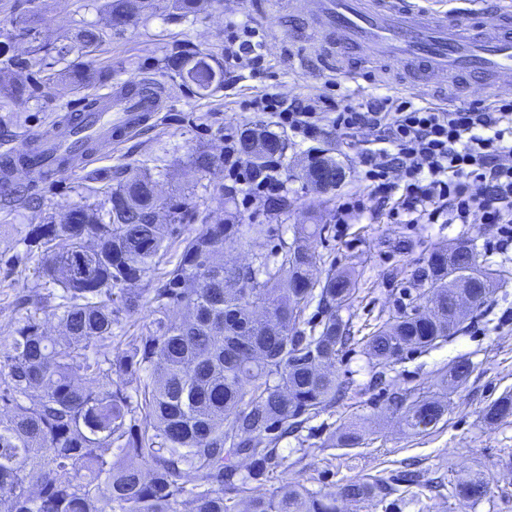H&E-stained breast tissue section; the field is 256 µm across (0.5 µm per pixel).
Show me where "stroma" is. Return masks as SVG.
<instances>
[{
	"mask_svg": "<svg viewBox=\"0 0 512 512\" xmlns=\"http://www.w3.org/2000/svg\"><path fill=\"white\" fill-rule=\"evenodd\" d=\"M252 2L214 0L206 13L188 21L170 15L166 0H157L152 17L128 26L123 35L105 43L96 63L106 72L92 84V91L103 93L115 84L148 75L166 87L164 109L149 126L119 147L104 148L87 166L48 181L33 174L24 176L25 197L9 200L0 196V341L10 334L20 315L18 298L42 285L38 258L23 243L30 226L58 218L74 205L100 202V195L90 190L93 177L113 182L126 166L142 163L157 180L162 198L184 194L197 200L209 217L217 219L237 209L245 223L265 226L256 245L225 246V261L248 260L256 250L277 255L283 243L293 241L298 225H324L316 242L318 251L334 269L351 270L357 280L356 299L340 316L350 322L358 337L421 292L411 273L425 264L434 249L471 241L482 264L503 271L512 280V244L500 245L495 230L489 228L399 224L384 212L337 223L338 201L361 192L363 183L356 151L342 147L335 133L325 134L318 146L342 166L344 181L327 193L310 187L300 167L309 146L289 141L288 210L280 214L259 204L243 207L240 195L228 193L221 180L201 176L192 168L194 153L220 151L225 134L256 122L272 125L270 115L247 108L249 101L265 93L317 100L341 90L366 100L391 91L383 84L379 69L357 75L318 63L311 49L297 39L287 10L273 5L258 10ZM104 22L95 0H46L39 29L44 39L59 44L69 42L83 25ZM241 22L258 29L265 39L260 72L238 70L233 81L207 95L178 85L161 70L164 51L175 46L223 53L229 24ZM80 98V92L65 80L43 87L16 111H0V139L20 146L25 134L53 123L56 108L76 106ZM32 198L39 201V208L29 206ZM461 358L470 362L472 372L463 386L449 392L448 412L441 422L422 436L407 433L388 411L385 394L371 384L370 359L361 345L343 349L335 373L338 380L349 382V390L312 420V436L283 441L288 467L282 480L300 482L314 492L336 493L349 481L390 475L411 463L431 486L424 489L421 503L402 500L400 512H512V416L493 423L482 418L487 405L512 393V283L492 296L483 312L468 320L456 335L427 352L409 354L397 364L398 384L439 387L448 367ZM352 422L364 428L363 445L332 446L335 432ZM472 471L487 477L490 499L472 505L444 492L445 484Z\"/></svg>",
	"mask_w": 512,
	"mask_h": 512,
	"instance_id": "stroma-1",
	"label": "stroma"
}]
</instances>
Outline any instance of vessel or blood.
Listing matches in <instances>:
<instances>
[{
	"label": "vessel or blood",
	"mask_w": 512,
	"mask_h": 512,
	"mask_svg": "<svg viewBox=\"0 0 512 512\" xmlns=\"http://www.w3.org/2000/svg\"><path fill=\"white\" fill-rule=\"evenodd\" d=\"M282 6L301 19L297 38L319 45L337 70L350 71L368 56L398 65L410 88L466 76L485 89L512 88V0H469L463 15L421 0H283ZM103 98L112 117L84 112L60 133L24 136L22 150L43 176L60 174L57 158L67 151L75 152L74 165L82 167L89 156L81 147L91 137L126 141L162 110L165 90L142 79L113 86Z\"/></svg>",
	"instance_id": "obj_1"
}]
</instances>
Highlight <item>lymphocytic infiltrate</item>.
<instances>
[{"label":"lymphocytic infiltrate","instance_id":"1","mask_svg":"<svg viewBox=\"0 0 512 512\" xmlns=\"http://www.w3.org/2000/svg\"><path fill=\"white\" fill-rule=\"evenodd\" d=\"M265 43L249 25H233L224 56L232 67L260 68ZM249 109L274 115L278 127L303 141L335 129L344 146L358 151L365 181L362 193L343 196L336 221L388 211L397 221L481 224L512 239V90L492 102L476 101L453 109L418 106L404 98L359 101L344 95L312 103L301 97L267 93ZM224 139V176L245 188L243 202L274 203L286 185L276 166L252 177Z\"/></svg>","mask_w":512,"mask_h":512}]
</instances>
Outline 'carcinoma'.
<instances>
[{"instance_id": "1", "label": "carcinoma", "mask_w": 512, "mask_h": 512, "mask_svg": "<svg viewBox=\"0 0 512 512\" xmlns=\"http://www.w3.org/2000/svg\"><path fill=\"white\" fill-rule=\"evenodd\" d=\"M169 2L173 14L187 19L210 0ZM41 7L42 0H0L5 112L52 79L46 56H65L41 39ZM102 10L116 35L151 16L154 0H104ZM105 37V30L85 25L73 50L92 60ZM19 39L28 44L23 61L14 54ZM162 64L199 91L217 89L224 75L201 51H171ZM66 77L83 89L94 73L82 68ZM234 150L258 176L284 159L285 142L257 124L239 133ZM192 165L215 176L224 172V153L200 151ZM330 172L326 192L343 181L344 170L321 152L308 156L309 184ZM156 186L144 165H130L117 185L101 188L104 212L77 205L59 221L29 229L27 252L38 254L40 278L60 291L21 297L20 305L33 310L16 320L0 353V512H338L339 498L382 502L398 483L419 484V474L403 471L352 480L336 496L298 482L269 496L256 491L287 468L280 443L336 401V359L354 340L339 312L352 306L356 280L350 272L318 277V224L301 225L278 259L260 252L247 265H226L227 243L247 231L265 233L264 225L247 226L232 214L181 239L176 262L157 275L169 241L193 219L196 205L184 196L162 208ZM417 277L428 289L362 338L377 366H394L447 340L505 285L467 241L432 252ZM464 291L475 292L470 306L448 311V300ZM143 307L149 321L112 357L120 313ZM50 318L60 335L48 334ZM448 375L451 387L465 384L468 360L454 362ZM389 409L411 433L427 434L448 411V394L399 388ZM483 416L489 422L512 416V395L494 400ZM361 441L354 427L337 437L343 448ZM490 491L480 475L451 484V497L473 504Z\"/></svg>"}]
</instances>
